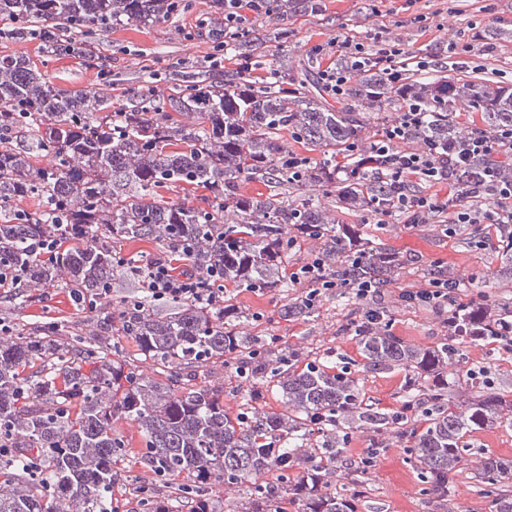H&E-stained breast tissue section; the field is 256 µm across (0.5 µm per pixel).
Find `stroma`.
Masks as SVG:
<instances>
[{"mask_svg": "<svg viewBox=\"0 0 512 512\" xmlns=\"http://www.w3.org/2000/svg\"><path fill=\"white\" fill-rule=\"evenodd\" d=\"M203 2L192 0L189 11L149 28L127 26L97 31L95 48L109 69L103 78L79 58L44 55L35 41L1 43L0 55L16 53L28 57L61 93L98 90L107 93L113 104H124L136 86L137 77L154 76L158 88L163 89L168 85L169 68L174 63L182 62L189 67L207 65L211 45L194 36L204 17ZM322 5L321 13H300L287 20L293 32L289 56L295 72L319 75L336 60L334 39L345 36L369 46L375 28L384 26L402 38L413 56L435 55L442 59L448 46L470 44L465 68L451 73L454 80L477 75L512 84V0H322ZM473 26L492 36L494 52L485 53L480 43L470 42L469 29ZM331 216L339 223L352 225L361 237L395 253L404 264L406 276L398 277L374 300L375 305L385 310L392 334L402 341L427 347L441 342L446 334L441 317L434 311L407 307L400 298L402 291L412 289L409 272L416 268L441 267L464 282L465 298L485 299L512 311V278L502 273L498 248L478 249L472 244L482 233L480 225H462L456 235L446 237L433 224H414L404 215L387 224L373 223L370 215L360 211L336 209ZM114 250L121 260L112 277L111 301L116 304L141 293L131 267L145 265L164 254L165 249L154 240H137L117 243ZM68 291V286L59 283L47 289L45 300L26 303L21 299V289H5L0 292V320L17 330L51 321L91 330L92 314L76 310ZM301 292L298 284L285 293L277 288H232L231 301L241 312L237 320L240 335L247 339L267 337V350L272 357L297 349L315 353L331 366L345 357L357 358L356 342L342 327L349 311L365 308V301L352 302L350 309H342L337 292L332 289L321 296L313 316L298 321L284 318V306ZM458 349L451 367L462 375L460 389L471 390L467 373L481 368L496 391L512 395V352H493L468 343L459 344ZM359 378L367 404L387 411L402 405L403 370H368L360 373ZM196 383L223 389L224 407L231 412L236 411L242 395L250 388L232 367L220 362L204 367ZM115 428L127 442L129 453L115 465L120 480L113 487V496L123 503L124 512H140L135 479L144 473L138 456L144 443L130 421H117ZM469 445L452 488L456 512H491L478 472L485 456L512 458V427L473 433ZM327 489L348 495L360 493L358 512H441L438 503L428 501L422 494L419 478L407 464L404 445L398 440L367 472L346 466L332 471Z\"/></svg>", "mask_w": 512, "mask_h": 512, "instance_id": "obj_1", "label": "stroma"}]
</instances>
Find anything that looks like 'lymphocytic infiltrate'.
<instances>
[{
    "label": "lymphocytic infiltrate",
    "mask_w": 512,
    "mask_h": 512,
    "mask_svg": "<svg viewBox=\"0 0 512 512\" xmlns=\"http://www.w3.org/2000/svg\"><path fill=\"white\" fill-rule=\"evenodd\" d=\"M380 41L378 50L366 49L364 44L341 39L342 49L352 51L364 64L383 68L387 74H394L404 47L400 39L375 33ZM420 117L419 110L404 112L396 122L386 127L381 135L374 139L373 152L379 159H394L392 178L405 181L412 176H420L434 183L449 181L451 170L457 163L467 162L474 157L487 159L484 180L477 184V191L487 195L485 207L477 208L463 200L456 193L446 198L431 195L404 193L398 198L399 211H410L422 216L432 213H447L448 235H455L463 224H485L489 233L481 239L482 245H489L495 234L512 229V180L500 179L497 175L499 165L506 160L512 161V127L494 134L475 131L460 146L457 154L440 153L436 150L413 151L402 149L409 128ZM215 271H199L190 275H174L167 258L157 257L146 263L140 270L141 286L145 294L152 299H171L177 302H193L213 307H223L224 291L214 285ZM405 301L418 302L437 310L440 314H458L466 310L467 304L459 285L448 283L441 278L431 279L429 284L413 292L405 293Z\"/></svg>",
    "instance_id": "f902f5d3"
}]
</instances>
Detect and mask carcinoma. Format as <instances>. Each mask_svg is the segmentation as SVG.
I'll return each instance as SVG.
<instances>
[{"label":"carcinoma","mask_w":512,"mask_h":512,"mask_svg":"<svg viewBox=\"0 0 512 512\" xmlns=\"http://www.w3.org/2000/svg\"><path fill=\"white\" fill-rule=\"evenodd\" d=\"M206 26L215 48L230 57L259 62L276 47L270 76L188 71L169 74L168 91L146 81L130 105L107 111L104 93L57 92L46 74L22 56L0 57V265L18 272L29 298L66 281L94 297L111 284L112 243L152 238L179 247L201 270L215 268L224 281L248 288H286L281 275L288 235L315 246L336 282L385 283L399 270L395 255L346 224H335L311 198L297 203L283 192L264 199L243 190L250 179L275 186L294 183L284 138L332 150L319 166L301 167L299 183L317 187L339 209L376 214L391 210L401 190L388 170L372 160L362 132L367 116L386 124L411 104L424 112L406 136L405 148L425 150L463 141L474 129L459 120L478 112L482 130L494 134L512 125V86L484 78L456 84L445 72L462 63L448 60L420 72L409 66L399 79L369 66H353L341 55L336 66L350 75L341 107L329 108L295 83L288 68V30H224V0H206ZM169 0H0V40L39 42L48 54L66 53L91 62L95 31L149 26L173 13ZM319 0H266L260 16L317 14ZM192 117L170 123L169 112ZM358 145L357 150L351 144ZM181 145L170 151L168 147ZM51 157L38 166L35 159ZM485 161L476 158L456 171L459 195L469 197ZM181 184L209 192L206 206L165 201L157 189ZM26 201L34 207L24 211ZM77 224L60 238L69 244L36 257L30 244L57 234L56 225ZM224 310L184 302L164 316L135 301L118 310L119 331L142 355L169 369L166 381L148 379L119 365L112 319L91 340L76 330L49 324L0 340V512H117L112 462L126 451L114 424L137 423L149 474L179 496L144 489L145 512H180L183 499L195 512H216V484L248 485V508L275 512L285 498L295 512H357L355 500L324 490L329 466L344 453L348 434L368 428L384 448L396 424L387 413L364 404L358 378L329 372L325 362L303 364L293 355L270 362L257 357L265 339L246 346ZM354 336L364 368H394L408 374L406 396L423 393L432 412L413 432L407 462L420 474L423 495L455 512L453 479L464 461V438L477 430L512 426V400L494 391L465 394L448 403V344L419 347L392 336L383 322L357 324ZM252 359L251 376L268 378L288 402L285 414H269L254 396L244 397L236 415L224 410L220 391L199 387L197 369L209 362ZM491 512H512V459L489 455L480 473Z\"/></svg>","instance_id":"cac0c4a2"}]
</instances>
